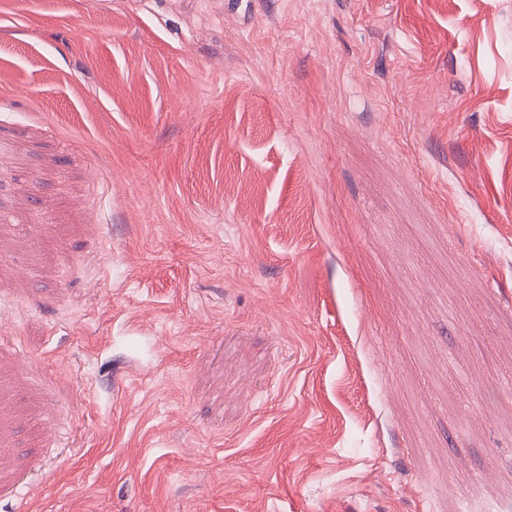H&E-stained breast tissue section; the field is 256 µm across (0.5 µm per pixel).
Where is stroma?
Instances as JSON below:
<instances>
[{"instance_id": "1", "label": "stroma", "mask_w": 512, "mask_h": 512, "mask_svg": "<svg viewBox=\"0 0 512 512\" xmlns=\"http://www.w3.org/2000/svg\"><path fill=\"white\" fill-rule=\"evenodd\" d=\"M512 493V0H0V512Z\"/></svg>"}]
</instances>
